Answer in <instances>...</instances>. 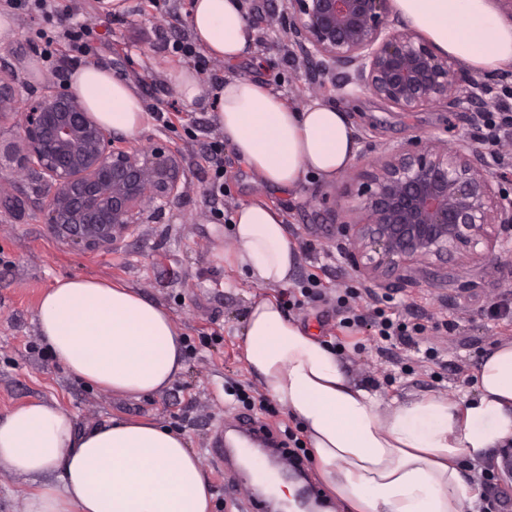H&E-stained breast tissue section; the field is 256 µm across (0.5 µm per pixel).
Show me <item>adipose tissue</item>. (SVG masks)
Returning a JSON list of instances; mask_svg holds the SVG:
<instances>
[{"mask_svg": "<svg viewBox=\"0 0 512 512\" xmlns=\"http://www.w3.org/2000/svg\"><path fill=\"white\" fill-rule=\"evenodd\" d=\"M392 8L474 74L512 65V16L499 0H392ZM195 43L232 65L254 50L239 0H192ZM168 78L187 101L214 112L225 143L261 185L297 189L308 176L336 180L358 155L356 130L336 104H289L263 79L203 85L189 68ZM69 86L105 127L129 136L147 115L130 83L80 65ZM224 260L258 285L288 287L297 265L281 212L241 204ZM50 352L78 380L140 399L185 370L171 314L133 288L94 277L55 279L36 308ZM248 370L298 420L324 482L351 512H463L478 497L463 465L512 446V341L486 354L474 396L380 401L352 381L336 352L279 302L260 298L244 331ZM0 467L33 479L25 512H210L212 492L187 439L146 419L78 427L58 404L33 399L0 416Z\"/></svg>", "mask_w": 512, "mask_h": 512, "instance_id": "obj_1", "label": "adipose tissue"}]
</instances>
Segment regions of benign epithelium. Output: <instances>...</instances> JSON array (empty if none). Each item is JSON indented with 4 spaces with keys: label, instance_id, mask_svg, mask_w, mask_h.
I'll use <instances>...</instances> for the list:
<instances>
[{
    "label": "benign epithelium",
    "instance_id": "benign-epithelium-1",
    "mask_svg": "<svg viewBox=\"0 0 512 512\" xmlns=\"http://www.w3.org/2000/svg\"><path fill=\"white\" fill-rule=\"evenodd\" d=\"M277 23L320 86H351L404 112L442 105L479 114L493 105V79L437 51L391 0H286ZM15 96L0 80L1 113L14 109ZM18 139L0 151V166L38 171L50 187L44 223L87 249L112 247L144 207L160 210L180 196L184 172L174 148H135L112 137L62 87L30 105ZM357 179L347 199L355 220L341 232L353 239L348 262L367 278L390 280L412 264H464L482 257L480 244L507 249L512 241V174L492 172L485 151L464 137L453 147L418 136L385 144Z\"/></svg>",
    "mask_w": 512,
    "mask_h": 512
}]
</instances>
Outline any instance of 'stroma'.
<instances>
[{"label":"stroma","instance_id":"35a3bbf8","mask_svg":"<svg viewBox=\"0 0 512 512\" xmlns=\"http://www.w3.org/2000/svg\"><path fill=\"white\" fill-rule=\"evenodd\" d=\"M125 2L124 13L110 18L98 0H81L79 18L93 30L94 52L86 61L130 81L147 109L182 113L184 127L169 131L149 120L131 142L176 148L184 171L183 193L165 210L146 212L142 224L115 249L92 251L50 233L40 211L43 196L34 190L31 175L14 166L0 170V182L10 185L8 195L0 196V415L38 398L68 409L81 428L110 417L161 422L181 431L199 458L213 493L211 512H236L237 501L253 495L251 482L224 477L207 448L214 433L236 424L243 413L228 388L264 390L243 362V330L253 300L278 299L282 289L250 282L221 257L220 247L229 246L232 236L226 218L235 208L260 202L282 212L298 253L293 286L315 273L327 295L326 300L289 310V317L326 342L342 343L340 359L350 377L387 400L469 392L481 358L500 342L512 340V252L452 264L444 271L412 267V285L393 294L390 307L426 325L418 345L388 351L377 345L372 329L356 334L342 330L335 294L368 287L345 257L352 240L340 232L348 220L340 207L343 193L374 160V146L415 135L472 138L476 117L442 107L404 113L364 91L319 93L309 83L298 51L290 50L287 35L270 27L284 0H247L255 51L232 66L200 50L181 59L172 56L170 41L193 40L190 0H159L158 9L148 14L140 12V0ZM13 22L16 38L0 46V79L18 91L15 111L0 116V143L6 145L16 140L21 109L62 81L47 69H31L38 60L34 41L41 20L19 12ZM179 67L195 69L207 85L229 76L259 77L297 106L321 97L336 103L347 110L356 129L355 162L335 181L312 177L285 192L253 183L228 149L223 154L226 193L211 197L207 189L213 173L197 158L222 133L206 105L186 101L169 81L168 71ZM62 276L122 282L165 307L184 333L185 372L168 389L140 400L112 395L70 376L43 341L35 318L42 292ZM430 346L438 349V359L426 357Z\"/></svg>","mask_w":512,"mask_h":512}]
</instances>
